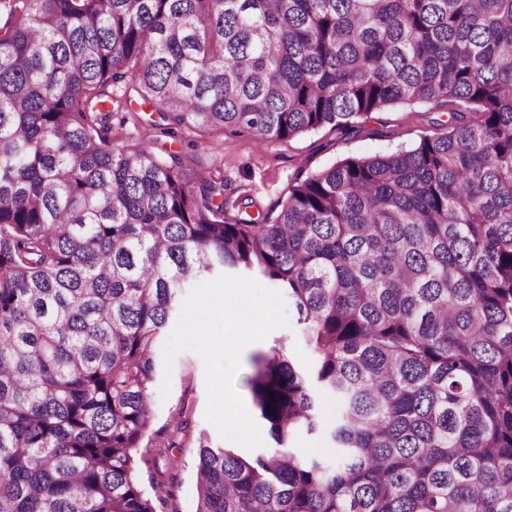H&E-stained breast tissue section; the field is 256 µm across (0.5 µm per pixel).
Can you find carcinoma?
Wrapping results in <instances>:
<instances>
[{
    "label": "carcinoma",
    "mask_w": 512,
    "mask_h": 512,
    "mask_svg": "<svg viewBox=\"0 0 512 512\" xmlns=\"http://www.w3.org/2000/svg\"><path fill=\"white\" fill-rule=\"evenodd\" d=\"M132 96L217 141L461 110L254 217L216 165L114 141ZM224 270L284 290L315 367L252 358L274 446L200 438L197 512H512V0H0V512H157L159 340ZM317 390L333 464L291 446Z\"/></svg>",
    "instance_id": "1"
}]
</instances>
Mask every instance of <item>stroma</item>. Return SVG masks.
<instances>
[{"mask_svg":"<svg viewBox=\"0 0 512 512\" xmlns=\"http://www.w3.org/2000/svg\"><path fill=\"white\" fill-rule=\"evenodd\" d=\"M448 106L431 104L394 105L359 118L353 127H325L285 141H270L248 135L225 133L222 145L212 152L223 160L224 194L230 198L250 197L261 211L276 209L288 196L299 170L315 172L343 159L409 149L422 138L436 135L446 120ZM159 113L140 112L133 123L115 128L126 140H144L158 155L187 151L186 141L162 135L156 124ZM289 325L270 332L241 355L235 386L242 400H249L246 377L251 372L252 354L268 350L274 341L287 340L290 355L303 365L314 357L303 340L295 311L287 313ZM155 417L150 431L137 450V461L148 484L157 512H196V453L200 434H209L214 446L229 442L220 437L205 418L207 406L205 367L192 351L179 353L173 363L168 397H155ZM322 429L316 433L298 432L293 445L311 458L333 462L329 432L336 420L338 402L331 395L318 399Z\"/></svg>","mask_w":512,"mask_h":512,"instance_id":"obj_1","label":"stroma"}]
</instances>
